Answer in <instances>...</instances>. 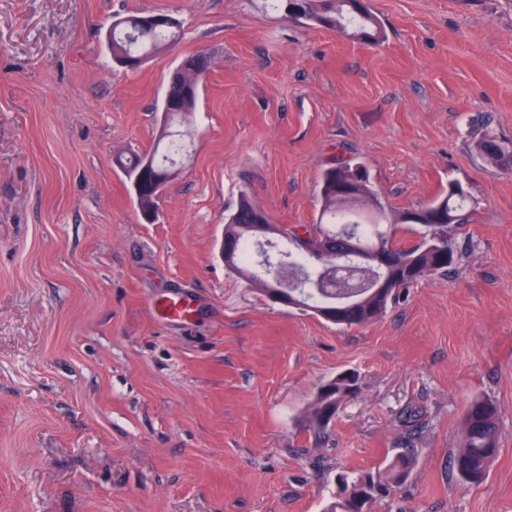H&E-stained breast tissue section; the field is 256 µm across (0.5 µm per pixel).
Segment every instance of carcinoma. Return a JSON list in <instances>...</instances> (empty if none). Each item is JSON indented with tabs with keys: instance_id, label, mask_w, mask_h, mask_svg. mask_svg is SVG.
<instances>
[{
	"instance_id": "cac0c4a2",
	"label": "carcinoma",
	"mask_w": 512,
	"mask_h": 512,
	"mask_svg": "<svg viewBox=\"0 0 512 512\" xmlns=\"http://www.w3.org/2000/svg\"><path fill=\"white\" fill-rule=\"evenodd\" d=\"M269 6L286 12V5L297 8L302 22L334 31L340 35L358 40L368 46L376 47L383 39V29L377 16L370 10L365 0H267ZM144 16L131 15L112 27L108 50L112 59L118 60L134 54L143 59L147 56L163 53L181 37V29H168L160 26H146ZM176 88L167 90L161 103V110L169 112L170 132L159 137L162 150L178 143L180 155L188 153L189 142L184 127L195 112L197 94L182 98L170 107ZM509 142L498 139L485 130L476 141L478 154L487 162L499 166L504 161L501 146ZM142 157H118L115 164L135 182ZM363 175V186L355 195H343L336 192V184L346 181L351 168ZM378 199L371 184L367 169L361 163L344 157H336L321 173L320 218L311 225L298 227L275 225L287 236L297 230L304 231L309 242L321 250H334L343 253L344 233L350 227L359 232L362 245L379 250L366 254L354 267L350 277L335 282V289L323 288L320 293L307 299L308 308L326 321L337 326L352 327L368 324L381 317L404 288H409L421 280L445 275L457 261V252L453 249L452 232L457 230L471 211V195L464 189L446 191L433 202L418 206L412 210L387 209L384 204L371 206L368 200ZM456 217L453 224H438L435 216L439 211ZM417 212L423 219L418 224L420 240L408 248L395 243L393 234L396 226L407 224L408 214ZM272 223L271 217L249 198L241 197L236 209L225 218L224 236L232 240V272L254 285L259 291L266 292L267 284L255 271L253 259L246 249L250 246V236L243 230L246 224L256 223V219ZM389 261L391 284L384 292L375 290V265L379 255ZM313 258L303 252L290 258L288 272L298 276L312 278L316 275L326 278L327 273L311 266ZM359 386L354 374L343 372L320 386L314 399L305 409L300 423L315 438L325 437L327 428L340 407L349 399L357 396ZM404 435L401 437L403 450L382 469L374 472L352 473L341 479L334 501L324 512H371L372 506L384 497L392 488L404 485L416 464L413 443L416 434L422 429L421 415L418 411H406L401 419ZM500 425L497 407L491 401L475 398L467 405L461 422V443L453 454L452 473L461 481L477 484L488 475L493 459L499 453Z\"/></svg>"
}]
</instances>
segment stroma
<instances>
[{
  "label": "stroma",
  "mask_w": 512,
  "mask_h": 512,
  "mask_svg": "<svg viewBox=\"0 0 512 512\" xmlns=\"http://www.w3.org/2000/svg\"><path fill=\"white\" fill-rule=\"evenodd\" d=\"M369 47L264 0H0V512H322L342 472L400 450L416 466L373 512H512V0H369ZM170 14L182 40L137 69L106 31ZM209 53L190 154L152 220L116 155L150 154L168 76ZM362 162L411 208L455 180L474 210L448 275L363 327L272 301L229 272L224 218L246 195L277 224L314 223L320 174ZM180 292L192 317L154 309ZM344 371L360 392L324 443L299 425ZM503 430L486 479L451 458L473 398ZM501 145L508 147L510 145L512 151V142H507L498 139L493 133L484 130L481 137L476 141L475 147L478 154L487 162L499 166L504 161V151ZM496 149L495 152H490V149Z\"/></svg>",
  "instance_id": "35a3bbf8"
}]
</instances>
